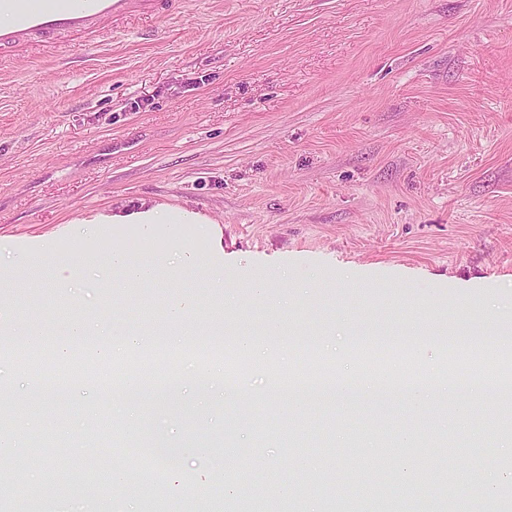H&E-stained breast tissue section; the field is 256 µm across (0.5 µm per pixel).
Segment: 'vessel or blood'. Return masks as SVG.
Masks as SVG:
<instances>
[{"mask_svg": "<svg viewBox=\"0 0 512 512\" xmlns=\"http://www.w3.org/2000/svg\"><path fill=\"white\" fill-rule=\"evenodd\" d=\"M184 0H0V49L32 43L56 47L62 35L94 33L102 19L121 23L128 18L164 11L179 12Z\"/></svg>", "mask_w": 512, "mask_h": 512, "instance_id": "b4317fda", "label": "vessel or blood"}]
</instances>
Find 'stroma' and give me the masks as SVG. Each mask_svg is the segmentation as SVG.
Wrapping results in <instances>:
<instances>
[{
  "label": "stroma",
  "mask_w": 512,
  "mask_h": 512,
  "mask_svg": "<svg viewBox=\"0 0 512 512\" xmlns=\"http://www.w3.org/2000/svg\"><path fill=\"white\" fill-rule=\"evenodd\" d=\"M155 207L187 224H129ZM205 251L210 270L172 264L139 298L112 295V248ZM83 245L68 287L26 288L27 265ZM27 264L15 266L17 255ZM197 309L173 321L184 292ZM0 305L46 336L72 320L134 335L169 324L186 341L226 332L255 339L308 375L286 395L253 373L224 402L198 369L180 378L196 403L154 402L150 371L138 433L111 392H51L44 376L9 381L0 424L27 419L17 455L0 456L16 512H222L223 495L288 512H335L302 495L303 477L381 471L350 512H512L496 495L512 457L500 395L440 399L418 388L345 404L323 373L382 371L357 339L393 345L419 372L468 361L504 367L479 340L512 334V0H189L176 16L101 25L41 54L0 51ZM453 332L468 348H442ZM115 420L105 433L99 417ZM121 448L96 494L65 487L103 439ZM180 448V474L146 493L130 464ZM454 470L449 498L413 478L406 451ZM234 459L222 461L224 448Z\"/></svg>",
  "instance_id": "1"
}]
</instances>
